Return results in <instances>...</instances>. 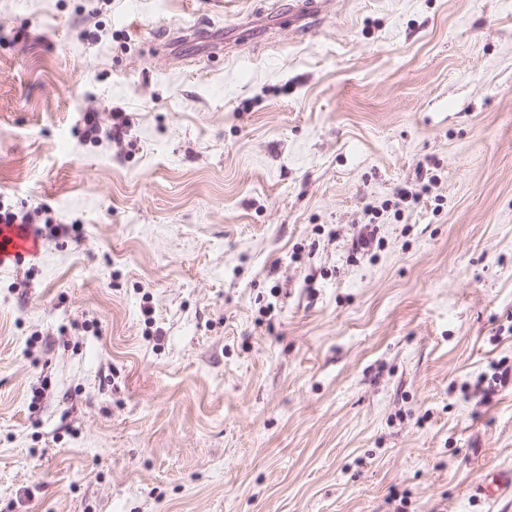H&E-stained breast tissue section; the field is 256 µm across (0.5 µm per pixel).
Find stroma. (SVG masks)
I'll return each mask as SVG.
<instances>
[{"label": "stroma", "mask_w": 512, "mask_h": 512, "mask_svg": "<svg viewBox=\"0 0 512 512\" xmlns=\"http://www.w3.org/2000/svg\"><path fill=\"white\" fill-rule=\"evenodd\" d=\"M279 2L0 0V512H512V0ZM489 500H496L506 492H512V472L500 471L489 482L479 489Z\"/></svg>", "instance_id": "stroma-1"}]
</instances>
